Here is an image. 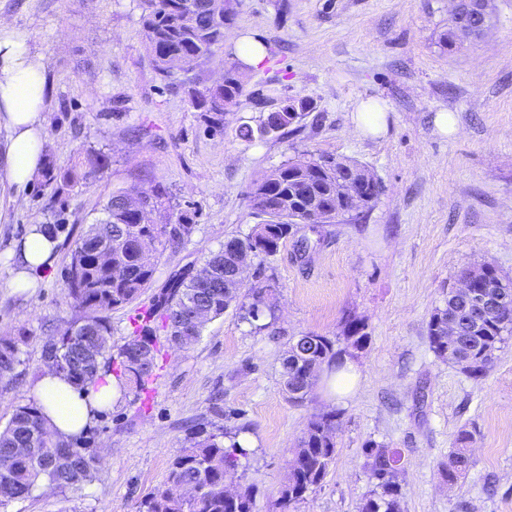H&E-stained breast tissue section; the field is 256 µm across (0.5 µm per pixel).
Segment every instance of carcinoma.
I'll list each match as a JSON object with an SVG mask.
<instances>
[{"label":"carcinoma","mask_w":512,"mask_h":512,"mask_svg":"<svg viewBox=\"0 0 512 512\" xmlns=\"http://www.w3.org/2000/svg\"><path fill=\"white\" fill-rule=\"evenodd\" d=\"M141 4L147 52L154 69L167 77L184 57H194L199 63L208 60L213 48L224 42L225 29L232 21L224 14V0H141ZM482 34L483 30L461 23L455 13L440 41L451 48ZM243 90V74L228 70L222 83L202 90L190 88L188 94L192 104L203 112L207 126L216 130L224 128V104L237 101ZM300 108L297 115L288 112L286 101L277 108L281 112L279 131L303 120L306 103L300 102ZM109 164L106 153L90 152L67 169L50 167L45 182L53 185L86 180ZM362 169L356 160L344 157L338 163L336 157L322 155L290 159L265 172L250 192V206L258 224L244 236L227 238L224 247L211 253L196 272L172 277L154 297L139 327L115 353L110 345L107 312L132 303L151 283L154 265L144 263L141 255L176 244L192 231L193 224L186 212L171 219L166 192L159 185L150 194L138 190L113 193L100 205L97 217L72 250L70 265L78 268L79 281L67 285V291L79 316L60 335L43 343V359L59 361L62 374L81 387L93 383L99 369L105 367L136 399L146 401L165 345L188 347L200 337L203 324L185 319L196 303L206 306L209 320L224 316L232 306L251 323L262 316L275 318V286L249 287L235 280L240 251L253 248L260 239L263 244L256 258L263 261L279 251L297 225L308 224L310 230H316L314 216L318 211L334 213L342 207L336 192L338 180ZM105 242L112 248V259L106 264L96 258ZM467 271L478 277L482 287L491 289L492 295H504L508 301L480 315L450 287L443 304L430 316L428 337L437 357L476 378L490 366L489 352L512 337V280L504 278L491 264L469 267ZM158 322L166 331L163 340L157 336ZM450 325L457 336L453 342L448 341ZM85 336L95 337L99 344L96 357L89 361L74 356V347ZM368 340L365 321L351 314L344 318L341 342L312 332L290 338L279 370L280 379L288 381V401L298 404L307 400L313 386L309 370L324 364L341 369L349 350L365 348ZM19 364L16 343L0 340V379L11 377ZM337 419L334 411L311 416L295 448L298 464L288 474L278 505L287 508L296 504L323 483L336 459ZM240 432V428L233 431L206 424L188 429L189 445L171 459L165 482L143 501L145 512H252V487L236 491L233 502L224 494V486L231 482L239 456L244 454L237 441ZM33 438L38 447L15 458L10 468L0 472V501L27 498L44 481L65 490L95 477L96 457L54 438L45 425L42 408L34 403L17 407L0 429V455L26 446ZM363 454L372 488L362 498L359 512H401V452L369 440ZM64 455L70 462L68 472L59 468ZM470 465L468 449L457 448L448 456L442 475L454 485ZM184 486L193 487L195 495L179 493Z\"/></svg>","instance_id":"carcinoma-1"}]
</instances>
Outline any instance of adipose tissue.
<instances>
[{"label": "adipose tissue", "instance_id": "obj_1", "mask_svg": "<svg viewBox=\"0 0 512 512\" xmlns=\"http://www.w3.org/2000/svg\"><path fill=\"white\" fill-rule=\"evenodd\" d=\"M46 62L31 44L27 30L0 23V157L14 198H21L43 163L47 125L44 116L49 86ZM57 242L42 225H30L12 270L10 286L22 292L35 287L51 268ZM35 393L47 428L70 440L89 427L97 414L117 403L118 380L102 370L96 383L77 387L63 375L46 371Z\"/></svg>", "mask_w": 512, "mask_h": 512}]
</instances>
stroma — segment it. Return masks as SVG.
I'll list each match as a JSON object with an SVG mask.
<instances>
[{
    "label": "stroma",
    "instance_id": "stroma-1",
    "mask_svg": "<svg viewBox=\"0 0 512 512\" xmlns=\"http://www.w3.org/2000/svg\"><path fill=\"white\" fill-rule=\"evenodd\" d=\"M492 6L482 38L450 50L439 42L450 0H239L213 59L166 78L147 55L139 0H0V23L26 29L45 56L48 162L64 169L91 149L110 157L87 182L53 190L36 177L19 202L0 189V339L15 341L21 359L16 377L0 382V428L37 400L42 344L76 316L64 270L112 192L159 184L174 212L193 216L191 234L155 258L139 299L109 311L118 346L173 273L199 269L227 237L250 232L248 195L265 171L303 154L344 156L383 185L372 207L316 232L298 225L295 240L251 264L247 284L276 285L273 325L256 330L228 309L190 348L168 349L145 407L124 395L74 438L100 458L92 482L41 485L5 512H139L200 423L248 425L234 482L254 487V512H277L310 416L330 410L339 415L336 460L289 512H358L371 485L369 440L403 455L402 512H512V340L475 379L439 359L427 338L432 311L464 268L488 262L512 279V0ZM243 35L259 39L265 57L246 69L245 93L217 132L183 83L210 86L236 62ZM371 97L387 108V131L359 138L352 114ZM289 98L309 102L303 121L241 138ZM444 111L455 114L457 135L436 128ZM35 222L63 225L57 255L37 288L15 292L11 252ZM299 238L308 241L302 255ZM349 313L370 336L354 356L352 392L336 395L325 368L306 402H289L279 384L288 339L339 337ZM462 432L471 466L451 487L440 466Z\"/></svg>",
    "mask_w": 512,
    "mask_h": 512
}]
</instances>
